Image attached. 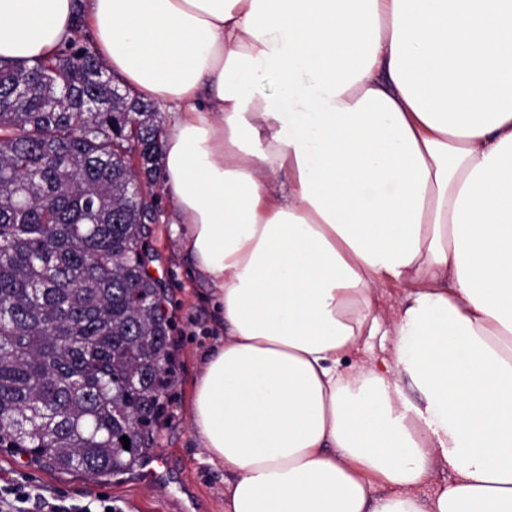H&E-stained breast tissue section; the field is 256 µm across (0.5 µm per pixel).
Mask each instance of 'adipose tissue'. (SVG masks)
I'll list each match as a JSON object with an SVG mask.
<instances>
[{
  "instance_id": "ef3b65f1",
  "label": "adipose tissue",
  "mask_w": 512,
  "mask_h": 512,
  "mask_svg": "<svg viewBox=\"0 0 512 512\" xmlns=\"http://www.w3.org/2000/svg\"><path fill=\"white\" fill-rule=\"evenodd\" d=\"M79 6L175 106L170 230L220 323L190 417L224 512H512V0H0V60L50 57ZM389 284L392 361L348 364Z\"/></svg>"
}]
</instances>
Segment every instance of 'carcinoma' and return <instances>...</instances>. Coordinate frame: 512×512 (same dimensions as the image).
Returning a JSON list of instances; mask_svg holds the SVG:
<instances>
[{
    "label": "carcinoma",
    "instance_id": "obj_1",
    "mask_svg": "<svg viewBox=\"0 0 512 512\" xmlns=\"http://www.w3.org/2000/svg\"><path fill=\"white\" fill-rule=\"evenodd\" d=\"M83 28L79 8L50 58L0 62V448L101 478L156 444L173 352L142 255L159 112Z\"/></svg>",
    "mask_w": 512,
    "mask_h": 512
}]
</instances>
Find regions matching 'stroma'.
<instances>
[{
  "label": "stroma",
  "mask_w": 512,
  "mask_h": 512,
  "mask_svg": "<svg viewBox=\"0 0 512 512\" xmlns=\"http://www.w3.org/2000/svg\"><path fill=\"white\" fill-rule=\"evenodd\" d=\"M174 221L169 203L160 200L156 220L149 226L150 270L169 285L166 307L174 360L167 412L160 422L158 443L148 454L166 459L168 476L162 481H147L137 466L108 479H93L46 470L28 457L3 449L0 485L25 480L69 504L106 497L119 512H224L221 475L204 464V452L189 421L191 387L199 370L200 352L214 333L213 314L203 298L205 280L189 271L171 236Z\"/></svg>",
  "instance_id": "35a3bbf8"
}]
</instances>
